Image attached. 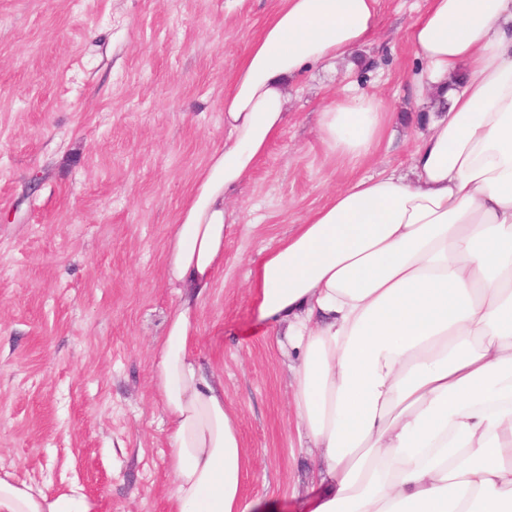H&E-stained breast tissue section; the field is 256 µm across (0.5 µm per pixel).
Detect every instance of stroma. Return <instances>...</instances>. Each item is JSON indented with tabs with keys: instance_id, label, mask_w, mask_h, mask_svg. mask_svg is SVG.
Returning <instances> with one entry per match:
<instances>
[{
	"instance_id": "stroma-1",
	"label": "stroma",
	"mask_w": 512,
	"mask_h": 512,
	"mask_svg": "<svg viewBox=\"0 0 512 512\" xmlns=\"http://www.w3.org/2000/svg\"><path fill=\"white\" fill-rule=\"evenodd\" d=\"M279 0H0V467L100 512H168L170 446L152 344L178 288L167 241L224 143V80ZM427 0H381L361 63L313 68L237 189L244 217L198 314L194 347L224 384L250 455L242 493L295 512L313 462L287 362L255 318L250 269L354 178L409 171L426 107L404 29ZM395 106L392 139L354 166L318 139L346 83Z\"/></svg>"
}]
</instances>
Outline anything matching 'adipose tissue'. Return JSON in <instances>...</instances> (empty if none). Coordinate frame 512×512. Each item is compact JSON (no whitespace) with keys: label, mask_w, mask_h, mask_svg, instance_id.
I'll list each match as a JSON object with an SVG mask.
<instances>
[{"label":"adipose tissue","mask_w":512,"mask_h":512,"mask_svg":"<svg viewBox=\"0 0 512 512\" xmlns=\"http://www.w3.org/2000/svg\"><path fill=\"white\" fill-rule=\"evenodd\" d=\"M379 0H279L224 89V145L167 243L179 288L152 348L168 424L169 512H263L224 387L194 352L198 308L242 216L232 198L288 117V85L371 44ZM414 96L434 112L411 177L330 193L250 272L253 309L296 356L292 408L316 451L304 512H512V0H428L406 27ZM393 106L348 89L325 104L328 153L359 161ZM0 512H98L0 468Z\"/></svg>","instance_id":"obj_1"}]
</instances>
